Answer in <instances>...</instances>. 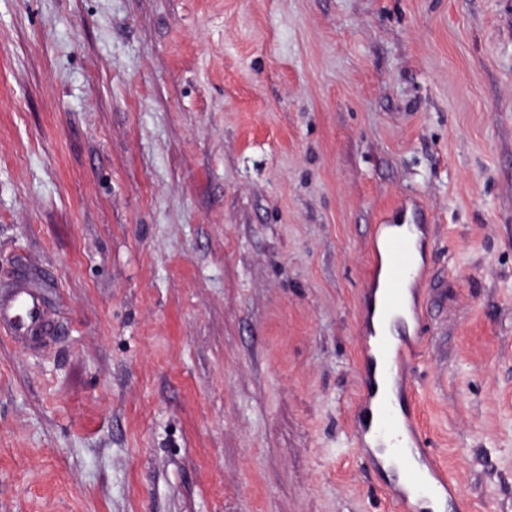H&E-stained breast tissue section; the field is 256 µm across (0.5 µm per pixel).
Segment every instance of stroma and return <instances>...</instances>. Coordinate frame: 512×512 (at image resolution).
I'll use <instances>...</instances> for the list:
<instances>
[{
    "instance_id": "1",
    "label": "stroma",
    "mask_w": 512,
    "mask_h": 512,
    "mask_svg": "<svg viewBox=\"0 0 512 512\" xmlns=\"http://www.w3.org/2000/svg\"><path fill=\"white\" fill-rule=\"evenodd\" d=\"M406 405L512 512V0H0V512H396L351 445L373 228ZM46 327L43 297L30 288H11L0 298V329L23 348L38 341Z\"/></svg>"
}]
</instances>
